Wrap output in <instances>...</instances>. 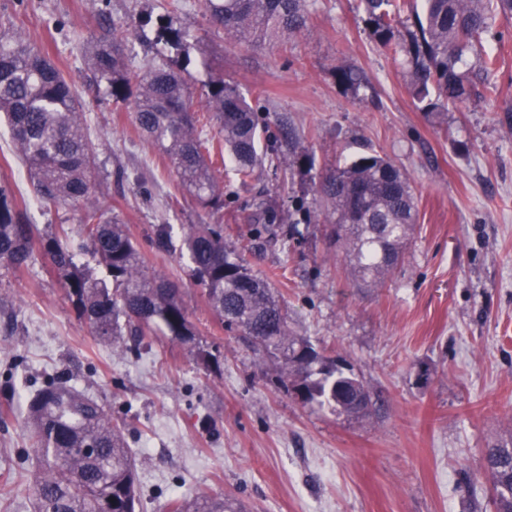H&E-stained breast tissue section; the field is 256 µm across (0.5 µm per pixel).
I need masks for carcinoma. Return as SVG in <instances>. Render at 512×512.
Returning <instances> with one entry per match:
<instances>
[{
  "mask_svg": "<svg viewBox=\"0 0 512 512\" xmlns=\"http://www.w3.org/2000/svg\"><path fill=\"white\" fill-rule=\"evenodd\" d=\"M311 0H203L212 25L235 39L265 44L307 28ZM411 12L407 0H359L372 39L403 57L408 89L424 112L493 97L498 55L486 49L497 21L512 20V0H422ZM412 21L407 39L398 27ZM187 33L159 20L155 40L188 55ZM127 32L112 25L90 45V82L108 83L112 97L134 104L136 125L158 148L198 205L224 208V185L215 172L213 146L199 127H218L219 158H228L245 182L256 169L279 160L275 146L293 147L288 170L314 166V156L286 123L270 130L236 86L220 77L197 90L185 69L155 62L132 70L125 54ZM0 118L11 128L19 153L47 203H83L82 233L107 279L77 269L75 254L57 236L41 248L62 278L77 316L106 342L141 346L154 328L180 344L200 364L219 368L204 349L179 293L147 270L124 225L90 204L96 152L81 124L80 100L71 84L41 50L24 41L0 43ZM327 237L342 254L356 282L382 284L402 262L417 222V206L404 169L377 152H364L322 170L314 186ZM262 224L255 236L276 235L282 217L272 206L256 205ZM161 251L187 255L194 281L227 330L273 356L280 378L302 391V402L338 414L366 418L374 413L370 392L344 360L328 356L288 328V312L267 279L253 274L224 245L221 224H191L180 245L166 225L154 240ZM33 250L30 225L0 188V266L21 270ZM30 448L38 460L32 487L34 512H136L135 460L120 429L97 400L56 377L33 395L26 417ZM94 446V453L84 448ZM483 467L493 474L495 512H512V438L486 448ZM222 497H181L171 512H227Z\"/></svg>",
  "mask_w": 512,
  "mask_h": 512,
  "instance_id": "obj_1",
  "label": "carcinoma"
}]
</instances>
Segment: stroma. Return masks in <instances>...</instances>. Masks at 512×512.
Listing matches in <instances>:
<instances>
[{
  "label": "stroma",
  "mask_w": 512,
  "mask_h": 512,
  "mask_svg": "<svg viewBox=\"0 0 512 512\" xmlns=\"http://www.w3.org/2000/svg\"><path fill=\"white\" fill-rule=\"evenodd\" d=\"M0 0V40L41 49L73 84L97 153L93 204L124 224L149 271L179 288L202 344L220 364H198L177 342L153 337L139 354L93 336L49 258L0 268V512H34L26 457L27 392L56 374L96 399L137 462V512L171 499L222 495L247 512H493L483 457L512 436V21H497L499 93L443 112L414 103L400 60L371 39L358 0H314L305 31L252 48L212 27L201 0ZM186 30L193 86L234 81L288 118L317 164L375 150L407 172L418 223L403 262L380 287L356 284L327 249L323 226L304 223L294 198L315 207L314 169L293 186L268 166L248 182L224 172V207L203 211L166 159L140 137L129 102L88 85L87 45L107 22L128 31L132 66L173 54L154 41L159 18ZM355 70L359 91L338 83ZM0 125V187L34 241L64 236L76 263L102 277L80 224L84 204L40 201ZM278 204L294 237L253 236L243 210ZM180 240L191 224H220L224 244L267 278L291 328L345 359L376 404L365 420L303 404L272 358L226 330L207 305L188 258L158 251L159 225Z\"/></svg>",
  "instance_id": "1"
}]
</instances>
